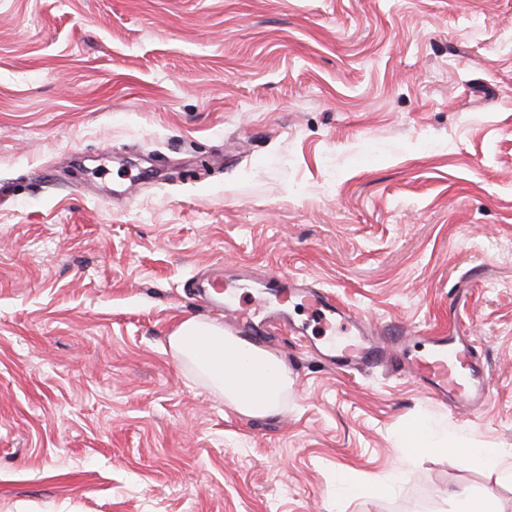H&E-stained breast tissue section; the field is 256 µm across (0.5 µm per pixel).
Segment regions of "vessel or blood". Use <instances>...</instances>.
Masks as SVG:
<instances>
[{"instance_id":"1","label":"vessel or blood","mask_w":512,"mask_h":512,"mask_svg":"<svg viewBox=\"0 0 512 512\" xmlns=\"http://www.w3.org/2000/svg\"><path fill=\"white\" fill-rule=\"evenodd\" d=\"M222 285L220 277L212 278L208 305L212 310L237 316L238 311L233 306L234 293L223 290ZM289 293L305 300L319 320L329 325L339 324L348 334L345 341L314 347V354L323 362L339 368L361 370L390 366L405 358L406 338L403 333L389 330L373 334L369 324L355 318L349 310L335 303L318 288L294 286ZM425 342L427 352L405 358L415 377L436 396L448 399L457 406L470 408L479 404L489 385L474 347L442 331L426 337Z\"/></svg>"}]
</instances>
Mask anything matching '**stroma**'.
Instances as JSON below:
<instances>
[{
	"mask_svg": "<svg viewBox=\"0 0 512 512\" xmlns=\"http://www.w3.org/2000/svg\"><path fill=\"white\" fill-rule=\"evenodd\" d=\"M215 265L452 327L489 394L330 367L275 307L224 324L293 379L242 416L168 346ZM418 414L512 462V0H0V512H512L497 467L402 457ZM454 497L461 504L460 511L465 512H500V508L493 500L480 496L467 488L454 493Z\"/></svg>",
	"mask_w": 512,
	"mask_h": 512,
	"instance_id": "1",
	"label": "stroma"
}]
</instances>
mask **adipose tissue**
I'll use <instances>...</instances> for the list:
<instances>
[{"mask_svg":"<svg viewBox=\"0 0 512 512\" xmlns=\"http://www.w3.org/2000/svg\"><path fill=\"white\" fill-rule=\"evenodd\" d=\"M175 359L194 377L223 396L225 406L248 417L275 414L288 395L291 377L285 362L273 351L228 333L215 321L190 317L168 338ZM396 445L413 458L444 453L456 466L480 460L498 464L499 452L468 434L449 436L437 425L419 419L401 431Z\"/></svg>","mask_w":512,"mask_h":512,"instance_id":"adipose-tissue-1","label":"adipose tissue"}]
</instances>
